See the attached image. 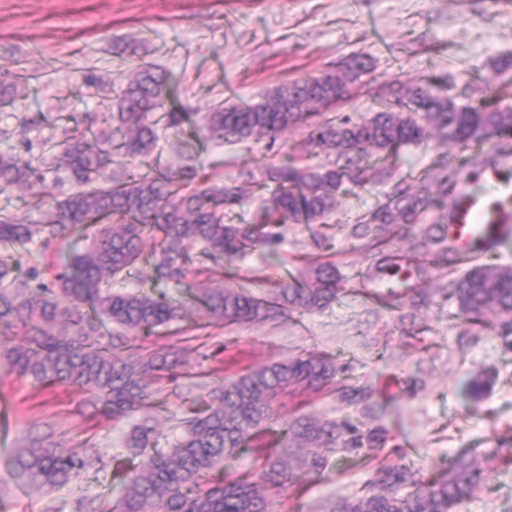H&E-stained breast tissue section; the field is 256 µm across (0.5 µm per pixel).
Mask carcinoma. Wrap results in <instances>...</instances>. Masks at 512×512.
Returning <instances> with one entry per match:
<instances>
[{"label": "carcinoma", "mask_w": 512, "mask_h": 512, "mask_svg": "<svg viewBox=\"0 0 512 512\" xmlns=\"http://www.w3.org/2000/svg\"><path fill=\"white\" fill-rule=\"evenodd\" d=\"M371 70L369 58L353 55L318 76L280 83L261 100L240 104L214 102L198 127L202 137L234 144L251 139L276 149L280 135L296 126L307 129L310 150L291 154L264 170L239 171L242 184H226L222 175L194 163L187 143L178 151V169L149 164L161 134L195 123L179 103L178 89L167 73L153 65L133 64L120 86L94 71L85 77L101 97L100 119L72 115L60 138L43 143L35 161L0 152V191L17 190L30 209L46 221L24 224L0 213V364L43 388L74 386L95 415L117 420L158 406L164 382L194 375L183 371L174 349L156 351L149 342L158 328L185 332L193 316L210 325L265 323L304 311H322L336 301L340 288L331 260L309 263L293 282L257 295L245 286H209L220 274L235 275V262L261 250L277 252L282 241L271 227L303 224L316 247L333 246L327 229L338 197L356 187L393 182L384 199L349 222V235L370 242V262L362 274V292L389 309L402 310L421 293L436 255L448 268L458 267L459 251L448 197L460 174L436 167L410 179H394L404 148L424 143L428 128L460 149L493 143L482 157L485 166L509 167L512 160V107L494 95L463 105L446 93L443 78L416 85L387 82L374 94L369 112L338 108L348 87ZM28 91L25 67L14 60L0 67V111L15 107ZM64 159L71 191L60 198L43 169ZM40 185L32 192L30 188ZM265 191L251 224L233 223L230 213L247 194ZM433 210L419 244L403 249L386 235L394 226L411 228ZM156 248L145 255L144 243ZM83 241L57 265L42 264L30 245L41 251ZM148 262L152 276L185 294L175 300L112 289ZM24 275H19L22 264ZM466 322L497 321L498 335L512 350V265L484 263L448 281ZM348 366L325 354L258 365L192 399L179 425L185 438L165 455L152 456L133 469L113 457L112 482L117 498L84 495L76 512H271L274 498L323 475L333 458L367 459L384 448L403 458L364 387L341 379ZM334 390L349 412L314 419L281 412L288 396ZM277 422L278 447L256 449L254 465L228 473L224 463L249 449ZM155 430L143 416L127 436L126 449L144 454ZM65 433L53 430L29 437L8 460L16 485L49 494L73 489L81 473L102 469L96 453L69 447ZM512 461V441L492 448H460L448 467L425 475L412 464L376 468L374 480L338 500L329 512H460L486 486L478 458Z\"/></svg>", "instance_id": "carcinoma-1"}]
</instances>
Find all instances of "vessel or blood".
Wrapping results in <instances>:
<instances>
[{
  "label": "vessel or blood",
  "instance_id": "vessel-or-blood-1",
  "mask_svg": "<svg viewBox=\"0 0 512 512\" xmlns=\"http://www.w3.org/2000/svg\"><path fill=\"white\" fill-rule=\"evenodd\" d=\"M479 179L482 187L478 190L469 180H462L449 203L453 231L467 257L474 251L471 238L475 226L494 224L499 238L512 236V182L495 167L482 168Z\"/></svg>",
  "mask_w": 512,
  "mask_h": 512
}]
</instances>
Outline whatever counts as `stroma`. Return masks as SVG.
<instances>
[{"mask_svg": "<svg viewBox=\"0 0 512 512\" xmlns=\"http://www.w3.org/2000/svg\"><path fill=\"white\" fill-rule=\"evenodd\" d=\"M134 37L141 60L171 74L181 104L193 112H206L218 95L258 100L279 82L318 75L356 53L370 56L373 70L350 88L345 109L368 111L381 84L412 85L429 75L446 77L458 103L494 92L512 105V79L498 70L500 62L512 61V0H0V66L16 56L43 74L19 101L16 117L0 114V126L17 127L18 115L27 112H49L54 119L99 112L83 77L95 69L113 82L127 80L125 51ZM181 140L195 148L198 164L216 167L228 180L241 166L259 170L272 161L261 144L218 148L186 126L177 141L162 144L153 162L178 166ZM475 157L433 136L402 153L398 173L417 175L439 160L455 168ZM387 189L378 183L339 201L331 233L343 291L329 308L263 324L210 326L209 347L219 352L214 360L202 359L189 332L153 344L178 345L191 372L210 369L201 380L207 390L261 363L303 352L332 355L348 364V382L372 390L383 407L380 421L406 462L439 471L457 448H486L512 438V352L493 326L458 318L446 293L445 265L433 268L425 283L428 298L416 309L414 332H405L398 311L360 295L369 254L362 242L347 237L345 225ZM282 235L278 254L258 251L236 264L241 282L256 293L293 280L317 254L304 226L286 227ZM476 376L490 382L477 403L461 393ZM188 384L181 378L162 391L164 405L155 412L157 450H167L183 434L175 418ZM2 398L14 407L15 434L11 443L0 444V512H72L71 491L18 494L7 460L44 423L60 424L82 441L92 407L74 388L41 391L0 368ZM376 464L373 458L334 462L308 482L304 496H280L275 512H326L367 483ZM482 465L487 485L462 512H512V464L493 458Z\"/></svg>", "mask_w": 512, "mask_h": 512, "instance_id": "1", "label": "stroma"}]
</instances>
